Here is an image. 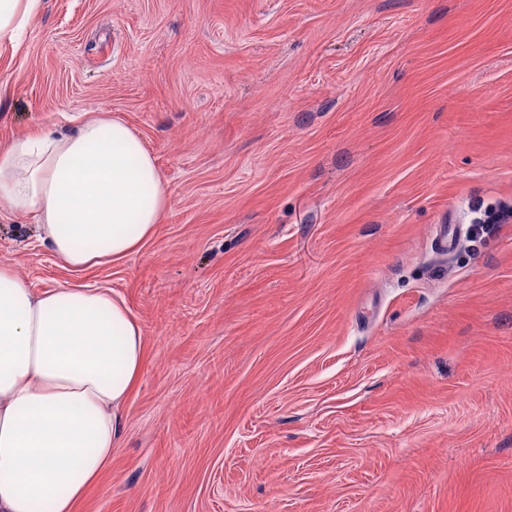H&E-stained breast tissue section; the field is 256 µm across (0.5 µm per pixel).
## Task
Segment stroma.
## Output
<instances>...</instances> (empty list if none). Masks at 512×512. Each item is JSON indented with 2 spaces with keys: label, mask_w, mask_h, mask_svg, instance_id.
<instances>
[{
  "label": "stroma",
  "mask_w": 512,
  "mask_h": 512,
  "mask_svg": "<svg viewBox=\"0 0 512 512\" xmlns=\"http://www.w3.org/2000/svg\"><path fill=\"white\" fill-rule=\"evenodd\" d=\"M107 112L168 188L76 274L145 367L76 512H512V0H41L0 45V146ZM458 224L451 255L436 225Z\"/></svg>",
  "instance_id": "1"
}]
</instances>
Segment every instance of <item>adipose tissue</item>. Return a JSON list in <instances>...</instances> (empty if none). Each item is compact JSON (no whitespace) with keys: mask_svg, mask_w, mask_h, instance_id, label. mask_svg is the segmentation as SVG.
<instances>
[{"mask_svg":"<svg viewBox=\"0 0 512 512\" xmlns=\"http://www.w3.org/2000/svg\"><path fill=\"white\" fill-rule=\"evenodd\" d=\"M40 0H0V44L19 45ZM168 193L123 120L85 117L0 148V206L80 272L155 233ZM145 364L139 323L109 288L35 290L0 265V512H75L112 463L122 409Z\"/></svg>","mask_w":512,"mask_h":512,"instance_id":"1","label":"adipose tissue"}]
</instances>
